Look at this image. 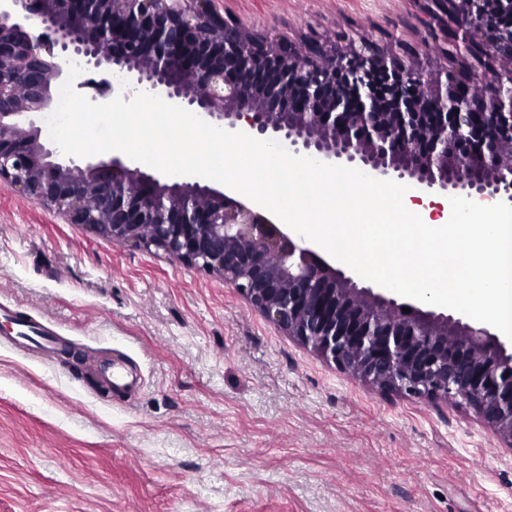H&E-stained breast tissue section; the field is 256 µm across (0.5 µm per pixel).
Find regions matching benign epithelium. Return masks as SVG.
<instances>
[{
  "mask_svg": "<svg viewBox=\"0 0 512 512\" xmlns=\"http://www.w3.org/2000/svg\"><path fill=\"white\" fill-rule=\"evenodd\" d=\"M418 2L429 39L446 44L439 70L429 39L296 45L212 0H0V183L68 224L224 278L266 320L385 393L465 403L512 451V344L485 324L359 286L229 189L162 182L118 151L64 161L36 122L78 59L100 73L90 85L101 95L177 99L296 155L426 194L512 203V0Z\"/></svg>",
  "mask_w": 512,
  "mask_h": 512,
  "instance_id": "7a95c632",
  "label": "benign epithelium"
}]
</instances>
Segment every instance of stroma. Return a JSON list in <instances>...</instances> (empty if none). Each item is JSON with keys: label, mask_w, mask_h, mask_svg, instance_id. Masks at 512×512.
Instances as JSON below:
<instances>
[{"label": "stroma", "mask_w": 512, "mask_h": 512, "mask_svg": "<svg viewBox=\"0 0 512 512\" xmlns=\"http://www.w3.org/2000/svg\"><path fill=\"white\" fill-rule=\"evenodd\" d=\"M215 5L296 44L421 39L416 0ZM1 303L59 343L0 346V512H512V452L471 408L384 394L222 279L0 183Z\"/></svg>", "instance_id": "obj_1"}]
</instances>
